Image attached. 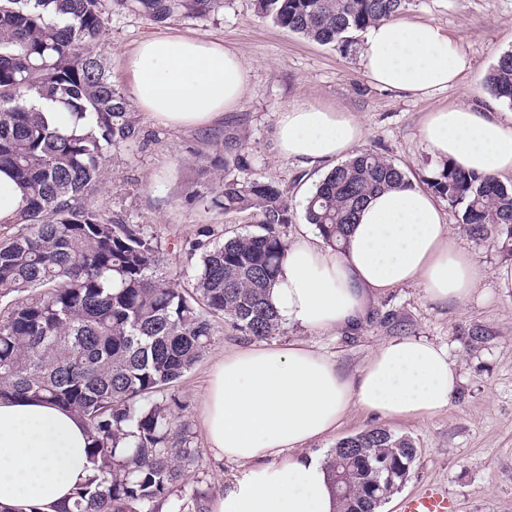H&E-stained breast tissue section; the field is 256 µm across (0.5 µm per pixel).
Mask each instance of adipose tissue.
<instances>
[{"label":"adipose tissue","mask_w":512,"mask_h":512,"mask_svg":"<svg viewBox=\"0 0 512 512\" xmlns=\"http://www.w3.org/2000/svg\"><path fill=\"white\" fill-rule=\"evenodd\" d=\"M360 61L373 84L422 98L456 87L470 67L448 29L427 21L369 27ZM126 64L137 107L179 129L236 109L249 81L234 51L187 36L146 39ZM420 137L436 158L474 175L512 172L511 112L452 103L426 113ZM365 138L347 112L291 104L277 116L278 156L304 166L348 160ZM481 275L453 244L433 196L408 184L368 199L342 251L290 246L270 297L282 321L324 332L358 324L370 295L400 286L466 303ZM456 385L447 350L413 336L382 343L353 377L300 342L225 356L210 375L201 430L215 455L242 471L209 512H336L325 464L305 447L336 432L350 406L417 420L446 409ZM87 448L77 415L40 397L0 400V512H56L91 473Z\"/></svg>","instance_id":"adipose-tissue-1"}]
</instances>
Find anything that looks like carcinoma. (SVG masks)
I'll return each mask as SVG.
<instances>
[{
  "label": "carcinoma",
  "instance_id": "cac0c4a2",
  "mask_svg": "<svg viewBox=\"0 0 512 512\" xmlns=\"http://www.w3.org/2000/svg\"><path fill=\"white\" fill-rule=\"evenodd\" d=\"M155 23L206 15L221 0H113ZM410 0H256L275 25L321 44L394 21ZM105 0H0V170L23 192L13 221H0V399L43 397L78 414L93 474L57 512H204L171 501L191 462L169 389L212 342L211 318L247 336L278 332L269 302L287 251L278 227L292 222L276 183L240 181L245 136L229 134L198 170L194 198L224 214L258 218L260 231L224 243H197L200 264L181 284L167 247L138 224L108 220L81 203L107 153L140 137L129 101L112 85L100 47ZM491 93L512 108V50L490 71ZM30 92L60 103L83 134L49 126L25 104ZM224 173L212 194L216 172ZM409 183L371 150L328 172L307 197L305 220L337 248L367 198ZM475 239L512 245V186L446 162L429 182ZM22 224L26 231L12 232ZM416 457L412 439L372 428L341 439L327 456L339 512H378L388 480L400 482Z\"/></svg>",
  "mask_w": 512,
  "mask_h": 512
}]
</instances>
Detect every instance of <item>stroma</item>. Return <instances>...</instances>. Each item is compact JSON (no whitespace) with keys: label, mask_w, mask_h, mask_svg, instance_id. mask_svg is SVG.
Returning <instances> with one entry per match:
<instances>
[{"label":"stroma","mask_w":512,"mask_h":512,"mask_svg":"<svg viewBox=\"0 0 512 512\" xmlns=\"http://www.w3.org/2000/svg\"><path fill=\"white\" fill-rule=\"evenodd\" d=\"M405 21H431L448 28L457 49L471 62L462 83L429 99L379 88L360 65L361 33L344 46L322 45L289 33L260 16L254 0H223L218 12L197 18L178 16L157 24L141 13L113 9L101 37L113 85L132 94L125 61L137 44L157 35H186L216 40L235 50L250 70L243 100L223 124L176 130L140 116V141L113 148L101 184L85 204L105 217L137 224L169 243V267L193 275L199 261L190 246L199 235L223 243L226 230L257 231L255 220L227 216L190 199L196 170L214 154L225 131L234 126L247 136L246 164L239 180L272 181L285 190L293 212L280 230L284 242L323 245L314 225L304 218L307 197L323 177V169L306 168L278 156L275 129L278 112L294 103H311L348 112L365 126V148L392 160L411 183L426 188L442 162L420 138L426 112L451 103L501 112L505 106L486 86L499 55L512 49V0H411ZM454 243L471 253L483 269L472 298L454 306L432 301L419 286L377 294L357 329L316 332L298 325L282 326L265 345L284 347L298 341L335 361L347 376L355 375L372 353L394 336L422 337L444 347L458 376L449 407L419 420L377 416L350 407L340 428L316 441L313 452L327 455L344 437L383 427L409 436L417 456L407 482L391 495L380 512H400L404 499L429 484L446 489L456 512H512V294H502L495 271L512 264V250L500 243L472 238L459 222L457 208L440 201ZM481 330L473 341L472 330ZM211 345L200 361L172 389L181 406L195 462L175 493L189 501L202 492L215 498L239 475L237 463L216 458L200 427L205 388L214 364L223 355L255 345L254 337L230 322H214Z\"/></svg>","instance_id":"35a3bbf8"}]
</instances>
